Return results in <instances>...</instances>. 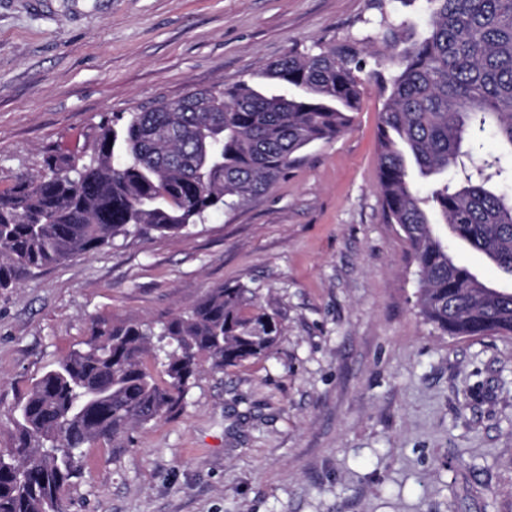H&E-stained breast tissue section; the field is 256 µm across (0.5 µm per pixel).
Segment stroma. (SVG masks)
<instances>
[{"instance_id": "stroma-1", "label": "stroma", "mask_w": 512, "mask_h": 512, "mask_svg": "<svg viewBox=\"0 0 512 512\" xmlns=\"http://www.w3.org/2000/svg\"><path fill=\"white\" fill-rule=\"evenodd\" d=\"M423 37L426 0H0V190L90 151L113 115L216 83H260L288 52ZM338 137L248 205L118 238L0 290V453L32 383L91 321H164L243 284L277 313L269 354L203 367L181 409L83 448L64 512H512V337H451L416 306L409 244L383 219L379 80ZM436 232L458 264L512 277Z\"/></svg>"}]
</instances>
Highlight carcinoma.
Segmentation results:
<instances>
[{
  "label": "carcinoma",
  "mask_w": 512,
  "mask_h": 512,
  "mask_svg": "<svg viewBox=\"0 0 512 512\" xmlns=\"http://www.w3.org/2000/svg\"><path fill=\"white\" fill-rule=\"evenodd\" d=\"M427 34L408 41L382 21L397 74L381 84L377 125L383 217L404 232L421 276L417 306L454 337L512 336V292L455 263L435 232L453 235L512 274V195L493 177L512 161V0H427ZM351 44L269 64L267 92L215 85L144 112L116 115L89 159L51 155L48 174L0 191V290L32 270L89 255L118 237L178 233L207 213L269 192L317 141L345 131L360 105ZM502 152L473 169L475 131ZM457 165L464 179L441 176ZM432 181L419 194L415 177ZM278 316L253 289L207 290L155 327L95 321L88 339L31 387L18 443L0 454V512H63L80 448L176 412L200 372L265 356Z\"/></svg>",
  "instance_id": "obj_1"
}]
</instances>
